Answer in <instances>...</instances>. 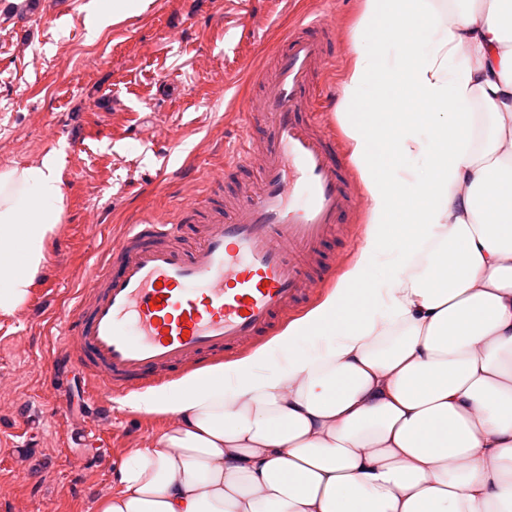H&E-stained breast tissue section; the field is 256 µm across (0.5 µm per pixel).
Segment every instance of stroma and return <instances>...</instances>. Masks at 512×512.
I'll return each mask as SVG.
<instances>
[{"label":"stroma","mask_w":512,"mask_h":512,"mask_svg":"<svg viewBox=\"0 0 512 512\" xmlns=\"http://www.w3.org/2000/svg\"><path fill=\"white\" fill-rule=\"evenodd\" d=\"M93 0H0V168L59 155L65 207L44 245L28 300L0 315V512H96L116 472L172 423L136 412L128 394H95L59 356L78 293L132 216L168 221L203 201L224 149L241 133L256 89L248 66L270 56L296 12L334 32L321 84L340 96L364 0H150L141 15L89 38ZM360 207L345 239L325 250L334 267L295 320L353 262L368 222ZM69 407L56 408L57 391Z\"/></svg>","instance_id":"obj_1"}]
</instances>
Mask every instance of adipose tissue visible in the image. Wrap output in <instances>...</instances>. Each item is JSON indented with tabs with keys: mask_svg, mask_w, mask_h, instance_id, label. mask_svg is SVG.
I'll use <instances>...</instances> for the list:
<instances>
[{
	"mask_svg": "<svg viewBox=\"0 0 512 512\" xmlns=\"http://www.w3.org/2000/svg\"><path fill=\"white\" fill-rule=\"evenodd\" d=\"M145 6L99 0L85 25ZM389 41L407 46L393 70L363 50ZM353 45L336 110L364 109L354 264L233 367L130 399L175 422L98 512H512V0H365ZM392 155L425 176L389 178ZM63 208L56 153L0 169V314L28 300Z\"/></svg>",
	"mask_w": 512,
	"mask_h": 512,
	"instance_id": "1",
	"label": "adipose tissue"
}]
</instances>
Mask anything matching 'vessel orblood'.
Segmentation results:
<instances>
[{
    "label": "vessel or blood",
    "instance_id": "1",
    "mask_svg": "<svg viewBox=\"0 0 512 512\" xmlns=\"http://www.w3.org/2000/svg\"><path fill=\"white\" fill-rule=\"evenodd\" d=\"M333 37L320 19L300 20L268 61L251 67L259 91L243 120L266 134L246 137L224 160V179L258 166L237 200L207 215L192 203L164 224L138 218L110 249L62 339L94 389L130 391L239 348L325 278L332 260L324 246L358 205L315 105ZM188 224L197 235L189 250L181 243Z\"/></svg>",
    "mask_w": 512,
    "mask_h": 512
}]
</instances>
